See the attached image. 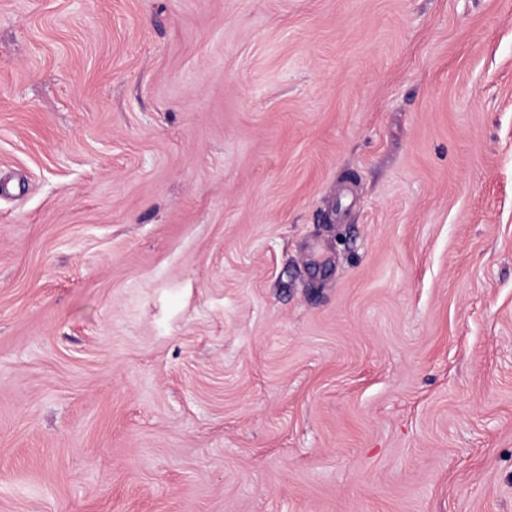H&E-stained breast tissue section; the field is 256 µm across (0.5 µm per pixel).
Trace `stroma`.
<instances>
[{
  "mask_svg": "<svg viewBox=\"0 0 512 512\" xmlns=\"http://www.w3.org/2000/svg\"><path fill=\"white\" fill-rule=\"evenodd\" d=\"M0 512H512V0H0Z\"/></svg>",
  "mask_w": 512,
  "mask_h": 512,
  "instance_id": "obj_1",
  "label": "stroma"
}]
</instances>
